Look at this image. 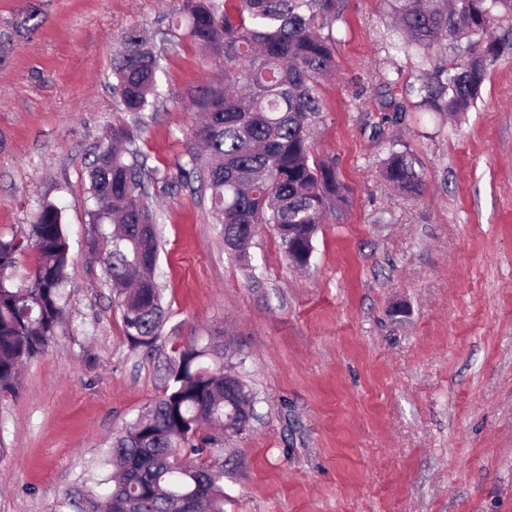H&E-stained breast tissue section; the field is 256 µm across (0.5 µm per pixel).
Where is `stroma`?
Here are the masks:
<instances>
[{
	"mask_svg": "<svg viewBox=\"0 0 512 512\" xmlns=\"http://www.w3.org/2000/svg\"><path fill=\"white\" fill-rule=\"evenodd\" d=\"M174 0H0V237L39 204L63 211L71 245L66 325L0 401V512H57L107 440L159 395L172 345L220 328L255 417L224 439V512H512V58L489 71L456 123L414 93L449 49L397 51L385 0H341L336 70L323 81L315 154L347 201L294 270L270 225L241 266L207 192L167 173L195 121L188 93L216 78L167 36ZM37 12V29L21 28ZM162 55L154 111L134 120L112 90L124 32ZM401 99L384 122L381 86ZM130 126L158 169V281L168 320L134 347L89 250L90 164ZM416 159L417 194L382 175L390 141Z\"/></svg>",
	"mask_w": 512,
	"mask_h": 512,
	"instance_id": "obj_1",
	"label": "stroma"
}]
</instances>
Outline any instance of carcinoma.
Segmentation results:
<instances>
[{
	"instance_id": "carcinoma-1",
	"label": "carcinoma",
	"mask_w": 512,
	"mask_h": 512,
	"mask_svg": "<svg viewBox=\"0 0 512 512\" xmlns=\"http://www.w3.org/2000/svg\"><path fill=\"white\" fill-rule=\"evenodd\" d=\"M402 49L459 50L418 88L438 112L462 115L481 96L488 72L512 46V28L495 34L512 0H387ZM172 24L213 61L222 77L196 86L189 108L199 116L174 185L196 178L210 190L224 247L243 266L258 227L276 230L285 257L309 265L327 213L344 201L333 161L315 155L311 129L322 112L319 85L335 67L332 26L339 0H178ZM161 56L137 28L112 58L114 93L126 112L156 103ZM132 136L114 125L89 171L91 250L122 311L132 345L155 346L166 319L156 280L157 216L147 184L157 169L127 160ZM383 175L395 189L422 183L413 157L393 149ZM32 249L27 283L13 282L16 256ZM69 242L61 211L42 203L27 231L0 238V399L15 394L20 365L54 343L63 326ZM224 332L171 348L161 394L112 437L97 461L101 478L75 493L80 512H224L223 473L210 423L253 419V397L225 370Z\"/></svg>"
}]
</instances>
